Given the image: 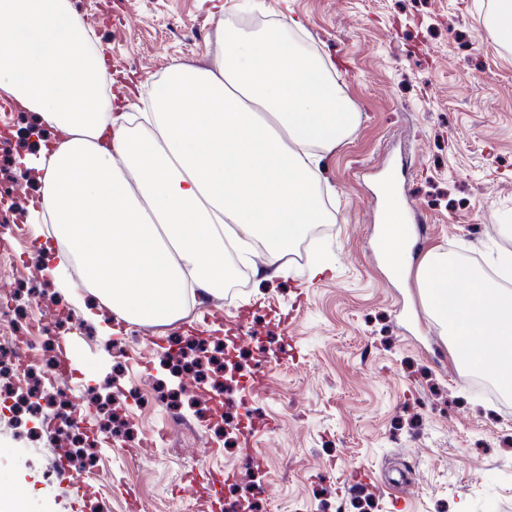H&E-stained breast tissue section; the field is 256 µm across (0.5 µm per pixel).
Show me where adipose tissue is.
Masks as SVG:
<instances>
[{"mask_svg":"<svg viewBox=\"0 0 512 512\" xmlns=\"http://www.w3.org/2000/svg\"><path fill=\"white\" fill-rule=\"evenodd\" d=\"M300 26L288 16L274 31L224 27L215 69L172 65L153 131L134 133L100 98L104 63L71 0H0V87L58 138L49 159L26 161L44 173L38 204L64 246L50 274L101 332L116 319L179 318L191 285L203 298L223 295L225 233L258 240L274 265L311 225L328 223L319 164L352 134L355 114L323 61L288 38ZM71 258L94 303L74 292ZM416 278L457 356L476 368L496 361L511 391L512 289L438 251ZM452 284L465 285L459 298Z\"/></svg>","mask_w":512,"mask_h":512,"instance_id":"adipose-tissue-1","label":"adipose tissue"}]
</instances>
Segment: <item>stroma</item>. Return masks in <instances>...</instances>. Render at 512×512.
Returning a JSON list of instances; mask_svg holds the SVG:
<instances>
[{
  "label": "stroma",
  "instance_id": "35a3bbf8",
  "mask_svg": "<svg viewBox=\"0 0 512 512\" xmlns=\"http://www.w3.org/2000/svg\"><path fill=\"white\" fill-rule=\"evenodd\" d=\"M130 112L175 63L213 67L225 24L301 18L299 42L323 60L356 129L321 166L333 217L312 226L269 279L266 254L230 280L220 299H201L173 321L126 323L99 335L34 267L58 262L46 216L19 213L10 186L18 153L51 138L36 113L0 110V321L38 337L34 360L13 370L16 389L64 349L67 378L45 386L38 437L20 435L0 411V494L27 512H226L237 494L255 512H512V405L471 382L473 369L426 309L414 273L393 274L374 214L382 178L396 203L427 221L412 264L432 251L495 280L512 253V47L486 23L496 0H72ZM330 267L308 271L318 254ZM43 289L44 308L65 310L54 332L22 291ZM236 338L246 370L264 365L259 386H225L228 418L184 392L194 374L171 376V338ZM122 346L114 365L110 352ZM63 395L89 462L60 479L52 423ZM263 464L239 477L247 451Z\"/></svg>",
  "mask_w": 512,
  "mask_h": 512
}]
</instances>
